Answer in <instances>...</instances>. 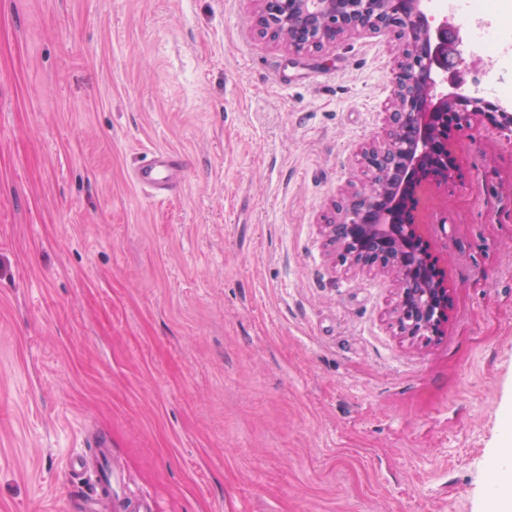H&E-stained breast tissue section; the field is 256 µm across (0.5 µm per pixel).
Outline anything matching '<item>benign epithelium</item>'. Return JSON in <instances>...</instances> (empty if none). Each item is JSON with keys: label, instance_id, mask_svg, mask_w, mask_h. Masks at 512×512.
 <instances>
[{"label": "benign epithelium", "instance_id": "obj_1", "mask_svg": "<svg viewBox=\"0 0 512 512\" xmlns=\"http://www.w3.org/2000/svg\"><path fill=\"white\" fill-rule=\"evenodd\" d=\"M261 2V14L276 15L270 19V38L298 53L320 51L345 35L377 28L395 34L399 64L386 137L360 149L375 174L347 194L345 213L324 225V232L343 262L393 279L398 335L411 344L427 343L448 323L452 289L416 224V194L423 186L454 180L458 164L450 146L453 133L480 116L509 130L512 113L458 93L434 98L436 74L448 72L454 49L448 23L432 27L422 0Z\"/></svg>", "mask_w": 512, "mask_h": 512}]
</instances>
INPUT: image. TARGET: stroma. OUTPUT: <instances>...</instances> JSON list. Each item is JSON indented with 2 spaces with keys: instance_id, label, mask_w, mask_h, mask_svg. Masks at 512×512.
<instances>
[{
  "instance_id": "35a3bbf8",
  "label": "stroma",
  "mask_w": 512,
  "mask_h": 512,
  "mask_svg": "<svg viewBox=\"0 0 512 512\" xmlns=\"http://www.w3.org/2000/svg\"><path fill=\"white\" fill-rule=\"evenodd\" d=\"M257 0H0V512H79L110 442L158 512H490L512 446V132L455 133L443 335L323 226L384 139L393 32L293 53ZM179 188L135 180L156 150Z\"/></svg>"
}]
</instances>
